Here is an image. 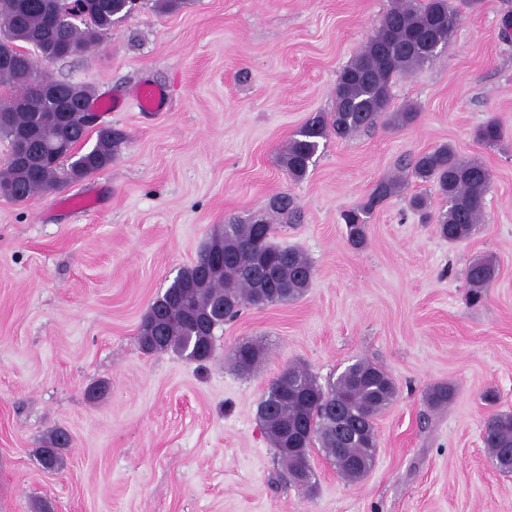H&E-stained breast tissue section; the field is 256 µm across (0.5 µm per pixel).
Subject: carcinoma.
<instances>
[{
	"label": "carcinoma",
	"instance_id": "obj_1",
	"mask_svg": "<svg viewBox=\"0 0 512 512\" xmlns=\"http://www.w3.org/2000/svg\"><path fill=\"white\" fill-rule=\"evenodd\" d=\"M136 0H86L80 24L59 20L58 0H0V87L8 89L12 107L9 119L0 122V137L16 151V139L23 133L33 136L45 154L35 164L7 163L0 172V188L19 191L25 199L40 192H56L83 180L112 163L125 142L123 133L111 130L96 138L83 153L75 151L86 140L88 126L83 112H68L60 126L55 104L40 98L34 89L52 86L61 96L72 95L94 107V90L85 85L41 77L36 60L53 57L59 42L71 44L76 55L87 53L112 26L126 19ZM460 20L459 9L450 0H397L384 15L374 34L360 52L340 72L334 92L333 111L317 112L289 140L282 163L289 177L304 178L321 142L331 138L346 140L374 127L382 114L396 127L415 124L419 108L407 104L389 111L390 92L398 75L414 72L434 58L448 44ZM477 139L493 144L501 138L496 121L489 120L476 133ZM407 176L436 185L446 207L437 215L428 212V198L415 195L410 207L422 220H436L438 236L450 243L469 239L483 215L484 197L491 174L482 163L465 160L444 144L418 154ZM405 176V177H407ZM405 177L394 175L379 180L366 199L342 215L347 242L355 249L366 244L367 219L386 200L399 195ZM270 214L233 217L224 229L205 244L197 261L180 270L164 293L149 306L139 325L138 342L146 354L172 351L188 360L208 361L215 349V332L235 319L245 308H257L296 301L310 286L314 269L298 249L274 241L277 227L273 217L283 215L289 222L300 220V210L288 195L274 197ZM497 277L491 258L472 262L466 270L472 297L481 299ZM265 296L258 304L255 297ZM265 357L256 343L233 347L230 359L241 373L254 371ZM396 386L379 365L366 359L348 365L336 378L319 383L316 376L299 366H290L273 380L258 404V417L275 448L288 479H304L300 488L311 492L315 471L310 449H319L350 481L365 476L377 455V416L391 405ZM454 399L447 384L431 387L427 404L444 408ZM338 408L357 424L352 440L341 442L329 410ZM298 433L288 437L284 426ZM61 434L51 446L38 449L41 465L54 469L62 464ZM483 442L497 470L512 473V460L502 454L512 449V413H497L483 425Z\"/></svg>",
	"mask_w": 512,
	"mask_h": 512
}]
</instances>
